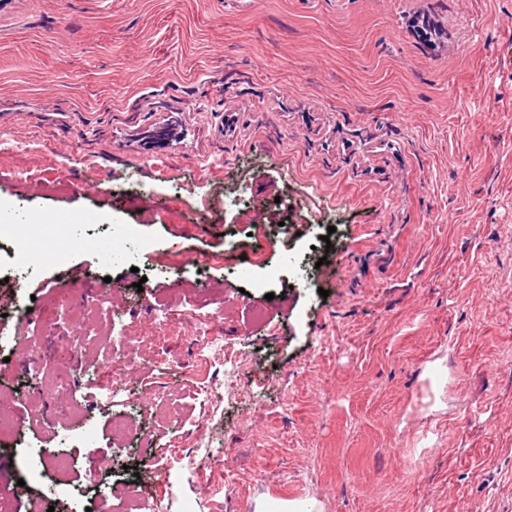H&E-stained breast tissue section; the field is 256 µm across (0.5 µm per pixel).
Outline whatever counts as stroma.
Returning <instances> with one entry per match:
<instances>
[{
    "mask_svg": "<svg viewBox=\"0 0 512 512\" xmlns=\"http://www.w3.org/2000/svg\"><path fill=\"white\" fill-rule=\"evenodd\" d=\"M509 46L512 0H0V512H512ZM200 351L202 356L205 352L224 351V378L225 374L231 377V374L234 373L237 362L234 349L230 345L223 344L220 339L207 337Z\"/></svg>",
    "mask_w": 512,
    "mask_h": 512,
    "instance_id": "stroma-1",
    "label": "stroma"
}]
</instances>
